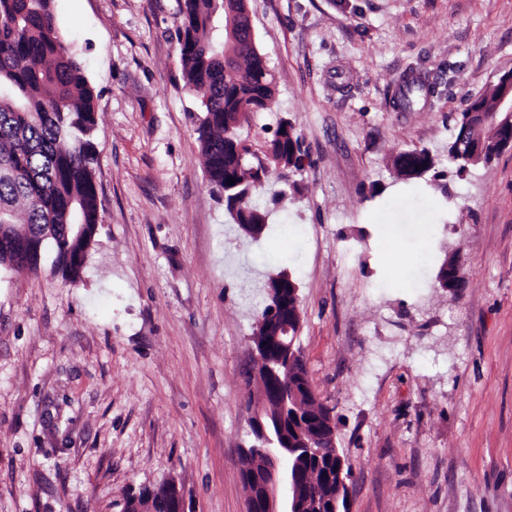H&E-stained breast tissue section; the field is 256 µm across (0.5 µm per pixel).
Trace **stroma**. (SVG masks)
<instances>
[{"mask_svg":"<svg viewBox=\"0 0 512 512\" xmlns=\"http://www.w3.org/2000/svg\"><path fill=\"white\" fill-rule=\"evenodd\" d=\"M249 6L276 82L249 135L264 145L286 119L306 152L300 194L257 241L205 176L180 0H54L97 94L99 224L76 282L50 247L37 270L0 267V512H124L171 479L184 512H246L257 282L280 264L353 467L350 512H512V150L445 194L390 167L424 147L448 170L450 113L512 71V0ZM411 76L433 93L402 110ZM385 223L406 256L395 281ZM447 247L464 283L444 293ZM444 261L445 255L437 269L432 288L438 291L447 292L445 288H450V279L457 278L461 284L463 279V261L458 251L448 252V281H445L447 278V272L445 273L443 270Z\"/></svg>","mask_w":512,"mask_h":512,"instance_id":"35a3bbf8","label":"stroma"}]
</instances>
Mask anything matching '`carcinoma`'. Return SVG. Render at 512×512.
I'll return each instance as SVG.
<instances>
[{"mask_svg": "<svg viewBox=\"0 0 512 512\" xmlns=\"http://www.w3.org/2000/svg\"><path fill=\"white\" fill-rule=\"evenodd\" d=\"M54 0H0V226L21 229L30 237L50 243L56 250V268L62 278H80L86 253L98 224L94 181L97 148L96 99L82 62L61 40L56 26ZM239 0H182L179 30L180 57L185 86L199 96L197 141L205 157L206 177L213 194L224 197L228 179H235L234 200L224 203L229 224L239 236L253 239L268 230L271 211L255 203L271 179L298 190L291 176L303 167L301 136L283 120L262 151L265 162L249 154V135L243 133L250 114L270 109L275 100L274 77L257 44L241 34L230 47L224 36L228 11ZM431 93L424 83L407 85L398 94L399 106L409 109ZM497 93L469 102L453 117L456 133L470 129V140L454 138L448 160L458 176L470 168L490 163L502 153V142L471 128L470 114L483 112L498 123L505 114L496 111ZM398 178L419 179L435 171V160L426 148L408 149L392 161ZM70 224L84 225L76 236ZM23 268L22 253L0 248V266ZM463 279V261L457 251L448 253V264H439L433 288L445 291L450 280ZM301 424L288 431V444L315 439L329 411L315 404L302 384H297ZM290 463L309 473L311 487L304 494H336L337 461L327 452L321 458L302 454Z\"/></svg>", "mask_w": 512, "mask_h": 512, "instance_id": "obj_1", "label": "carcinoma"}]
</instances>
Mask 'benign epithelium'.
Here are the masks:
<instances>
[{
  "label": "benign epithelium",
  "instance_id": "obj_1",
  "mask_svg": "<svg viewBox=\"0 0 512 512\" xmlns=\"http://www.w3.org/2000/svg\"><path fill=\"white\" fill-rule=\"evenodd\" d=\"M497 88L500 90L498 106L507 116L512 117V71L501 75ZM266 293L269 297L279 296L278 316L269 324L259 316L256 326L268 327L262 337L253 336L251 350L253 365L250 378L257 381L262 390L260 403L257 404L252 419L251 430L255 434V443L244 449L252 463L244 470V481L248 487L247 512H349V493L340 492L334 498H314L304 502L297 490L302 486L299 473L288 466L286 447L287 426L285 421H268L271 410L279 408L287 411L289 405L286 381L282 378L279 364L260 358L259 352L271 351L287 360V363H304L303 351L297 344L300 330L295 328L294 320L288 317V297L285 289L274 288L272 280L266 281ZM137 512H184L181 490L173 481L149 488L144 497V505Z\"/></svg>",
  "mask_w": 512,
  "mask_h": 512
}]
</instances>
